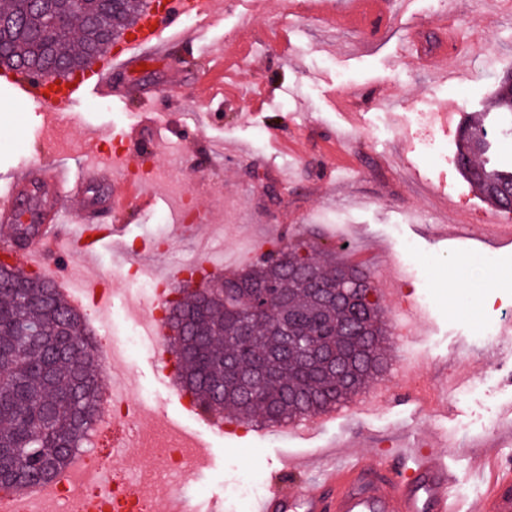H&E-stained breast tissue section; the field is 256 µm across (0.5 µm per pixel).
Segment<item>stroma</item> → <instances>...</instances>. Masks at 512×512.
<instances>
[{
	"label": "stroma",
	"instance_id": "1",
	"mask_svg": "<svg viewBox=\"0 0 512 512\" xmlns=\"http://www.w3.org/2000/svg\"><path fill=\"white\" fill-rule=\"evenodd\" d=\"M498 0H405L377 37L307 17V10L340 13L350 0H217L214 15L196 23L197 39L174 44L145 70H115V82L176 91L158 102L165 118L140 123L138 94L121 101L82 99L74 115L43 118L18 111L0 96V185L31 168L55 206L90 211L101 224H121L124 236L104 245L94 265L112 293L114 317L83 313L98 348L126 339L150 312L145 282L160 283L176 258H194L207 272L231 274L252 253L283 238H305L344 261L364 253L384 310L422 308L409 338L418 357L413 375L398 381L401 337L390 331L386 399L370 411L340 406L335 420L303 437L270 439L258 423L210 429L192 417L174 370H163L154 346L104 366L102 382L127 373L144 402L119 427L158 432V411L208 445L204 466L169 474L192 496L218 498L239 512L240 479L269 489L317 471L350 451L367 462H389L391 450L433 448L456 478L467 512H478L485 491L472 457L493 446L512 464V356L497 353L500 330L512 319V245L487 241L489 225L512 226V211L492 207L455 164L460 128L474 117L495 122L490 110L500 77L512 71V15ZM452 20L463 40L483 52L464 59L449 78L438 38ZM228 60L223 76L236 94L225 98L210 67ZM261 89L266 105L253 104ZM383 97L375 106L349 107V94ZM96 130L104 147L124 153L126 133L150 142L126 167L109 170L96 192L67 198L54 187L57 163L77 166L83 141ZM284 142L274 146L271 135ZM143 173L152 209L113 202ZM280 197L269 203L266 184ZM207 218L196 235L177 234L172 219L181 199ZM451 228L439 234L438 226Z\"/></svg>",
	"mask_w": 512,
	"mask_h": 512
}]
</instances>
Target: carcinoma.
Masks as SVG:
<instances>
[{
	"label": "carcinoma",
	"instance_id": "cac0c4a2",
	"mask_svg": "<svg viewBox=\"0 0 512 512\" xmlns=\"http://www.w3.org/2000/svg\"><path fill=\"white\" fill-rule=\"evenodd\" d=\"M146 0H49L47 10L76 25L55 30L34 0H0L14 22L0 33L9 68L71 73L102 54L131 25ZM492 111L512 135V94L500 79ZM493 136L485 122L465 125L456 162L492 206L512 208V169L483 160ZM367 269L318 255L307 241L279 243L245 271L215 277L208 297L187 288L164 324L185 394L204 414L231 410L240 420L288 423L347 403L389 365L387 324L378 298L360 299ZM262 294L271 319L252 321ZM309 336L323 341L335 365H311L302 351ZM102 369L84 315L53 282L0 262V489L20 492L59 476L100 408Z\"/></svg>",
	"mask_w": 512,
	"mask_h": 512
}]
</instances>
